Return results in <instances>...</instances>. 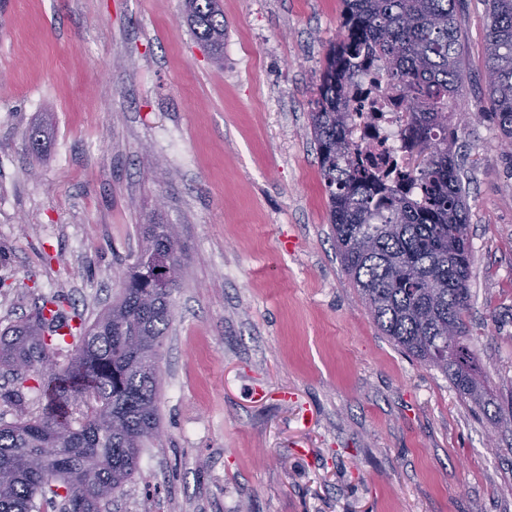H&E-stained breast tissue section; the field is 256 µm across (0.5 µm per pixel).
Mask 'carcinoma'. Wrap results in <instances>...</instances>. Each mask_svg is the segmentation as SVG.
I'll list each match as a JSON object with an SVG mask.
<instances>
[{"label":"carcinoma","mask_w":512,"mask_h":512,"mask_svg":"<svg viewBox=\"0 0 512 512\" xmlns=\"http://www.w3.org/2000/svg\"><path fill=\"white\" fill-rule=\"evenodd\" d=\"M343 2L310 113L341 265L382 335L486 408L464 326L473 256L462 162L448 141L463 112L459 0ZM184 4L191 31L222 62V0ZM487 5L485 96L501 140L512 141V0ZM368 63L382 68L408 112L405 149H429L404 174L416 193L387 184L354 157L347 102ZM141 234L118 298L91 324L70 328L77 345L66 366L50 367L62 351L59 330L72 320L58 296L43 300L0 346V364L16 382L9 399L19 407L44 403L37 416L0 422V512H102L158 436L160 348L183 252L170 224H144Z\"/></svg>","instance_id":"1"}]
</instances>
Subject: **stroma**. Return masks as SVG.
Returning <instances> with one entry per match:
<instances>
[{"label": "stroma", "mask_w": 512, "mask_h": 512, "mask_svg": "<svg viewBox=\"0 0 512 512\" xmlns=\"http://www.w3.org/2000/svg\"><path fill=\"white\" fill-rule=\"evenodd\" d=\"M224 64L183 0H0V334L58 295L118 296L140 225L183 250L161 435L109 512H512V433L366 313L309 114L341 0H222ZM461 0L474 263L466 334L512 408V160ZM39 129V152L25 136Z\"/></svg>", "instance_id": "1"}]
</instances>
